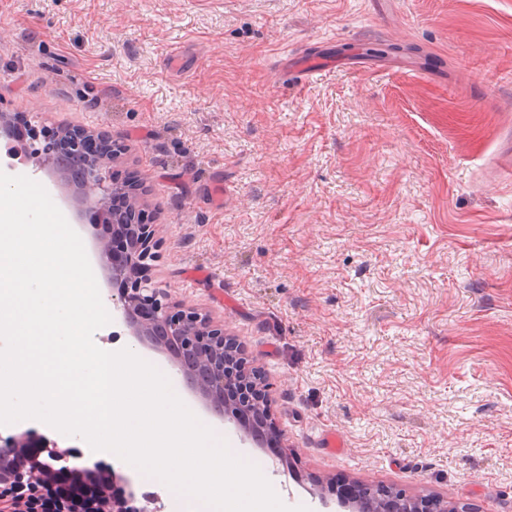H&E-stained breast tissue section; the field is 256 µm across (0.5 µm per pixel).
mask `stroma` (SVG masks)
Returning a JSON list of instances; mask_svg holds the SVG:
<instances>
[{"label": "stroma", "instance_id": "obj_1", "mask_svg": "<svg viewBox=\"0 0 512 512\" xmlns=\"http://www.w3.org/2000/svg\"><path fill=\"white\" fill-rule=\"evenodd\" d=\"M303 51L337 64L297 80ZM0 113L111 134L151 279L298 454L183 400L286 506L335 478L512 512V0H0Z\"/></svg>", "mask_w": 512, "mask_h": 512}]
</instances>
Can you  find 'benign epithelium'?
I'll return each instance as SVG.
<instances>
[{
  "instance_id": "1",
  "label": "benign epithelium",
  "mask_w": 512,
  "mask_h": 512,
  "mask_svg": "<svg viewBox=\"0 0 512 512\" xmlns=\"http://www.w3.org/2000/svg\"><path fill=\"white\" fill-rule=\"evenodd\" d=\"M18 141L41 145L37 153L51 171L73 155L87 166L81 185L82 201L104 221H112V236L101 239L97 251L102 268L112 280V305L140 343L156 348L171 345L176 352L177 370L195 374L199 380L189 389L227 421L240 426L244 439L254 438L244 416L260 422L271 420V395L262 373L248 364L224 328L191 306L176 304L157 287L145 271L156 261L155 225L143 210H127L126 219L110 212V200L117 185L110 172L99 165L102 146L110 141L108 132L90 134L76 129L54 132L29 123ZM79 452L61 448L28 436H0V512H151L137 505L134 493L120 485L122 478L112 469H88L70 465ZM337 506L362 512V494L336 497ZM379 512H459L439 498L408 497L386 499Z\"/></svg>"
}]
</instances>
